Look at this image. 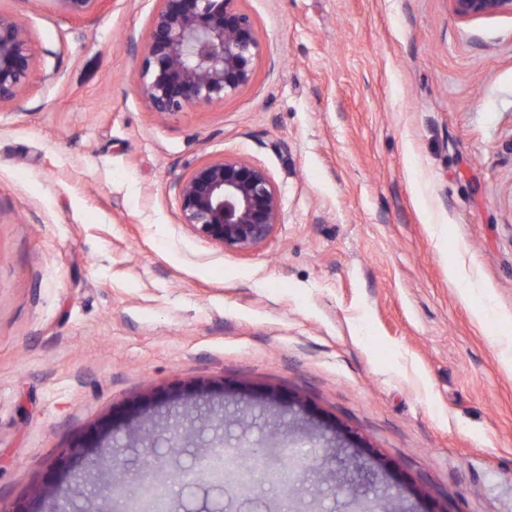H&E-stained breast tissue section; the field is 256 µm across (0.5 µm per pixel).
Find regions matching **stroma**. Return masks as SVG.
Wrapping results in <instances>:
<instances>
[{
	"mask_svg": "<svg viewBox=\"0 0 512 512\" xmlns=\"http://www.w3.org/2000/svg\"><path fill=\"white\" fill-rule=\"evenodd\" d=\"M156 6L0 0L35 59L0 104V512H109L176 414L182 468L221 439L306 455L261 512H512V17L243 0L253 81L161 116ZM223 157L281 199L244 254L178 218Z\"/></svg>",
	"mask_w": 512,
	"mask_h": 512,
	"instance_id": "stroma-1",
	"label": "stroma"
}]
</instances>
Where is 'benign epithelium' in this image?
Here are the masks:
<instances>
[{
  "instance_id": "obj_1",
  "label": "benign epithelium",
  "mask_w": 512,
  "mask_h": 512,
  "mask_svg": "<svg viewBox=\"0 0 512 512\" xmlns=\"http://www.w3.org/2000/svg\"><path fill=\"white\" fill-rule=\"evenodd\" d=\"M70 16L91 11L98 0H56ZM137 71L140 96L151 111L169 115L199 104L223 101L253 79L262 53L253 17L241 0H158ZM462 21L512 16V0H450ZM34 55L22 22L0 12V103L19 95L31 72ZM180 221L201 238L225 249L249 252L261 247L281 223L282 209L271 175L241 157H224L198 164L179 184ZM227 452L235 459L253 450L218 443L197 458L193 478L214 458ZM225 486L236 496L253 490L246 470ZM143 512H181L170 495L158 510L140 501Z\"/></svg>"
}]
</instances>
